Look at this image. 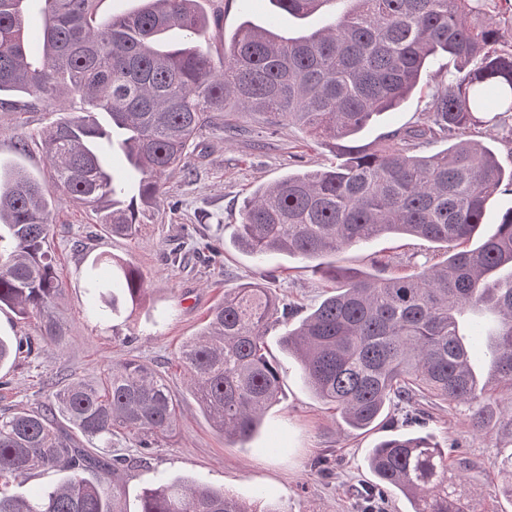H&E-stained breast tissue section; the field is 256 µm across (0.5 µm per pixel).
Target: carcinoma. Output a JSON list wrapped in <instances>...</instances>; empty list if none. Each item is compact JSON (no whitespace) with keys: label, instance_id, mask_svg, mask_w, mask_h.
I'll return each instance as SVG.
<instances>
[{"label":"carcinoma","instance_id":"carcinoma-1","mask_svg":"<svg viewBox=\"0 0 512 512\" xmlns=\"http://www.w3.org/2000/svg\"><path fill=\"white\" fill-rule=\"evenodd\" d=\"M28 0H0V105L9 96L41 100L60 116L42 133L56 190L91 208L106 232L142 237V217L160 205L163 177L185 171L199 132L226 112L285 117L336 162L288 174L246 198L232 239L261 259L270 253L315 262L332 291L281 338L306 386L344 425L367 429L395 399L431 396L465 406L480 431L491 402L512 392V208L496 231L468 248L487 205L512 192V167L466 133L485 126L512 137V38L492 15L496 0H270L293 17L319 13L322 25L292 38L242 23L218 65L204 50L209 21L200 0H144L133 12L100 14L104 0H41V47L32 52ZM448 83L431 94L423 122L371 146L361 133L418 87L433 67ZM448 141L429 155L413 143ZM123 163L116 174L113 162ZM54 193L21 167L0 168V310L39 320L40 335L0 336V368L20 354L62 346L54 316L62 282L49 240ZM435 245L439 259L412 274L383 278L336 266V253L379 236ZM111 270L89 287L90 311L109 321L138 305L143 276L101 254ZM279 314L270 288L249 283L224 294L206 327L179 351L186 387L226 438L259 430L280 401L279 365L265 344ZM489 364L473 362L481 323ZM178 399L167 380L137 359L112 365L97 382L61 378L48 402L0 414V512H127L121 474L146 461L176 427ZM124 435L142 450H112ZM378 493L399 490L412 512H474L464 492L469 466L448 464V448L419 431L394 433L372 449ZM499 492L512 500V453L498 463ZM35 470L67 476L34 500L3 485ZM138 512H280L266 492L247 506L203 482L158 476Z\"/></svg>","mask_w":512,"mask_h":512}]
</instances>
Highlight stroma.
Instances as JSON below:
<instances>
[{"instance_id": "stroma-1", "label": "stroma", "mask_w": 512, "mask_h": 512, "mask_svg": "<svg viewBox=\"0 0 512 512\" xmlns=\"http://www.w3.org/2000/svg\"><path fill=\"white\" fill-rule=\"evenodd\" d=\"M204 8L210 18L208 49L216 61L224 55L225 35L243 20L284 32L295 27L293 19L272 11L269 0H206ZM447 80L446 73H429L396 111L367 128L365 140L421 121L428 94ZM52 120L28 96L19 105L0 107V164L22 166L50 183L41 135ZM332 160L326 148L287 119L272 123L258 112H228L196 137L189 169L166 179L142 239L110 235L85 206L66 197L56 200L50 240L63 288L55 313L69 339L64 347L18 358L0 371V412L44 401L46 386L57 375L96 381L112 364L133 357L162 372L181 401L172 437L120 480L129 512H136L139 495L160 472L209 483L247 502L264 491L283 512H363L372 480L365 456L390 433L406 431V422L391 408L383 425L365 432L347 429L336 411L308 389L297 362L280 348L295 319H279L268 330V345L281 364L280 401L267 412L261 431L246 442L224 438L211 424L187 392L178 362L182 345L202 331L225 291L260 281L262 272L274 273L270 286L281 306L296 308L299 315L324 297L330 284L314 272L311 260L273 253L258 262L236 250L230 236L243 201L258 186ZM174 248L183 256L175 265L167 259ZM101 253L131 261L146 281L141 304L107 323L92 316L86 301L91 262ZM431 254L429 243L391 235L342 250L336 263L389 278L412 274ZM419 407L423 431L443 443L454 441L451 461L470 462L474 478L466 490L476 512H512V501L494 491L503 480L498 461L512 452V433L498 427L512 417V396L493 403L498 423L482 433L472 430L463 408L451 409L434 399L420 400Z\"/></svg>"}]
</instances>
